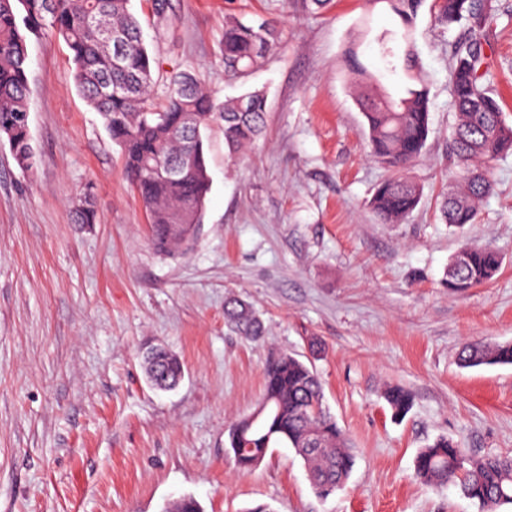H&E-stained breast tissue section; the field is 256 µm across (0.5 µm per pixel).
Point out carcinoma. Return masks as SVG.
Here are the masks:
<instances>
[{"label": "carcinoma", "mask_w": 512, "mask_h": 512, "mask_svg": "<svg viewBox=\"0 0 512 512\" xmlns=\"http://www.w3.org/2000/svg\"><path fill=\"white\" fill-rule=\"evenodd\" d=\"M383 1L398 17L401 30L395 64L407 82L403 96L381 92L379 76L359 60V44L345 53L356 104L362 111L372 157L391 176L376 187L370 207L384 224H400L418 207L420 186L404 174L423 153L429 135L430 90L422 75L415 28L421 0ZM131 0H0V143L9 145L17 166L35 163L28 126V42L49 35L63 41L74 64L78 91L99 112L122 153L123 172L141 199L155 247L164 253L184 252L202 223L211 182L203 131L219 122L224 143L235 154L263 133L267 100L260 92L221 102L204 91L186 69L171 73L164 103L153 101L154 72L161 62L145 43ZM498 15L497 0H444L441 24L465 27L448 66V87L456 120L449 147L457 189L441 204L444 222L462 230L475 221L480 204L492 193L489 164L512 153V123L506 120L496 88L487 80L481 37ZM123 50H112V33ZM269 20L228 19L224 24V75L241 79L259 68L278 46ZM76 222L93 224L90 195L74 204ZM502 257L487 246L464 248L448 264V290L464 294L490 281ZM228 323L242 336L257 338L263 324L253 309L237 300L224 305ZM457 360L462 367L512 365V342L469 341ZM148 376L159 389L175 387L183 367L173 355L155 348L147 355ZM392 415L412 407L409 391L394 386L385 392ZM295 450L307 468L315 494L326 498L341 488L352 472L355 455L325 402L322 382L313 369L291 354H280L264 369L263 394L252 413L231 424L225 447L243 472L255 470L269 449ZM414 475L432 486L456 488L478 512H499L512 505V455L473 458L446 437L421 449Z\"/></svg>", "instance_id": "obj_1"}]
</instances>
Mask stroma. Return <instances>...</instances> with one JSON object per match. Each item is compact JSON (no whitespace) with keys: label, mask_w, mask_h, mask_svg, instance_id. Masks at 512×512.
Masks as SVG:
<instances>
[{"label":"stroma","mask_w":512,"mask_h":512,"mask_svg":"<svg viewBox=\"0 0 512 512\" xmlns=\"http://www.w3.org/2000/svg\"><path fill=\"white\" fill-rule=\"evenodd\" d=\"M170 4L160 36L152 0H132L163 70L194 71L221 101L264 91L265 135L232 157L212 127L196 242L187 255H161L119 147L75 87L68 48L31 40L33 168L19 169L0 144V512H162L189 495L203 512H478L454 488L413 476L418 452L442 435L470 455L512 454V365L457 362L466 341H512V155L493 162L474 224L459 233L440 213L455 185L448 65L459 27L440 25L424 0L416 44L430 133L408 170L422 198L404 223L384 224L369 201L388 172L369 153L343 55L367 29L361 58L381 70L372 37L396 26L386 5ZM498 5L484 49L512 122V0ZM229 17L266 18L281 32L280 48L242 80L224 77ZM87 191L97 221L74 223L72 204ZM468 243L492 245L502 267L455 294L448 263ZM232 296L258 311L263 340L226 324ZM151 345L181 360L176 389L148 381ZM282 353L312 362L355 450L349 480L325 500L293 449H271L245 473L224 446ZM394 384L414 395L400 420L383 398Z\"/></svg>","instance_id":"1"}]
</instances>
